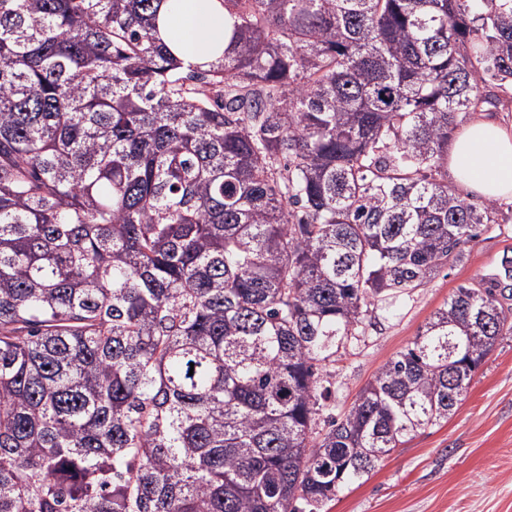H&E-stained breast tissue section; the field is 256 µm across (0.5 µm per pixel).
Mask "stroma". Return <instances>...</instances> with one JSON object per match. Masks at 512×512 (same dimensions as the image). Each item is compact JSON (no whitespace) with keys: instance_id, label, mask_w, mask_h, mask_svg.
Returning a JSON list of instances; mask_svg holds the SVG:
<instances>
[{"instance_id":"35a3bbf8","label":"stroma","mask_w":512,"mask_h":512,"mask_svg":"<svg viewBox=\"0 0 512 512\" xmlns=\"http://www.w3.org/2000/svg\"><path fill=\"white\" fill-rule=\"evenodd\" d=\"M512 258V211L467 246L466 260L442 268L390 313L340 346L324 372L332 396L325 416L347 412L390 358L407 349L458 286L482 287ZM325 512H512V333L476 371L456 413L419 430L344 487Z\"/></svg>"}]
</instances>
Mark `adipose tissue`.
<instances>
[{
	"label": "adipose tissue",
	"mask_w": 512,
	"mask_h": 512,
	"mask_svg": "<svg viewBox=\"0 0 512 512\" xmlns=\"http://www.w3.org/2000/svg\"><path fill=\"white\" fill-rule=\"evenodd\" d=\"M161 35L185 63L206 65L218 59L224 43L221 0H164ZM448 168L467 194L512 203V124L472 114L453 139Z\"/></svg>",
	"instance_id": "ef3b65f1"
}]
</instances>
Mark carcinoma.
Returning <instances> with one entry per match:
<instances>
[{
    "mask_svg": "<svg viewBox=\"0 0 512 512\" xmlns=\"http://www.w3.org/2000/svg\"><path fill=\"white\" fill-rule=\"evenodd\" d=\"M0 0V512H324L453 415L512 311L461 286L313 437L321 372L501 204L448 187L512 103V0ZM163 39L185 64L207 65L224 51V5L220 0H166L159 16ZM162 22V25H161Z\"/></svg>",
    "mask_w": 512,
    "mask_h": 512,
    "instance_id": "obj_1",
    "label": "carcinoma"
}]
</instances>
